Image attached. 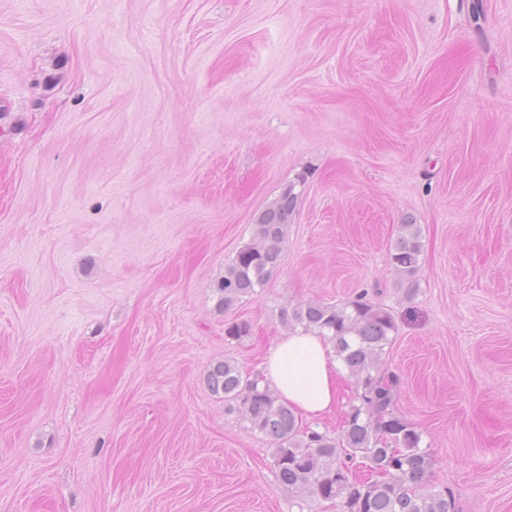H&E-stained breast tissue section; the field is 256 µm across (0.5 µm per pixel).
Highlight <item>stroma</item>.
<instances>
[{"label": "stroma", "instance_id": "obj_1", "mask_svg": "<svg viewBox=\"0 0 512 512\" xmlns=\"http://www.w3.org/2000/svg\"><path fill=\"white\" fill-rule=\"evenodd\" d=\"M291 183L279 267L217 310ZM359 294L433 485L512 512V0H0V512H300L204 375ZM420 227L412 221L400 224L399 234L390 252L391 265L401 281L413 285L421 265Z\"/></svg>", "mask_w": 512, "mask_h": 512}]
</instances>
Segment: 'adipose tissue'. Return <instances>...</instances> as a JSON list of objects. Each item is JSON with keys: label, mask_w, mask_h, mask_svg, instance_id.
<instances>
[{"label": "adipose tissue", "mask_w": 512, "mask_h": 512, "mask_svg": "<svg viewBox=\"0 0 512 512\" xmlns=\"http://www.w3.org/2000/svg\"><path fill=\"white\" fill-rule=\"evenodd\" d=\"M339 373L328 339L302 330L281 337L270 347L262 365L265 382L311 420L335 412Z\"/></svg>", "instance_id": "adipose-tissue-1"}]
</instances>
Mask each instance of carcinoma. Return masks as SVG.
Listing matches in <instances>:
<instances>
[{"label": "carcinoma", "mask_w": 512, "mask_h": 512, "mask_svg": "<svg viewBox=\"0 0 512 512\" xmlns=\"http://www.w3.org/2000/svg\"><path fill=\"white\" fill-rule=\"evenodd\" d=\"M294 189L288 185L255 217L250 241L214 284L217 308L228 311L255 294L280 264L298 202ZM421 256L420 227L407 221L390 252L400 280L413 284ZM281 320L328 337L354 379V400L339 434L302 430L294 409L232 360L213 364L204 378L212 395L269 438L280 487L302 508L328 502L340 512H456L453 491L429 483L430 454L420 446L421 434L397 413L398 379L382 368L381 355L397 330L392 314L359 295L342 305L299 304L282 310ZM358 457L374 476L356 478L350 462Z\"/></svg>", "instance_id": "obj_1"}]
</instances>
